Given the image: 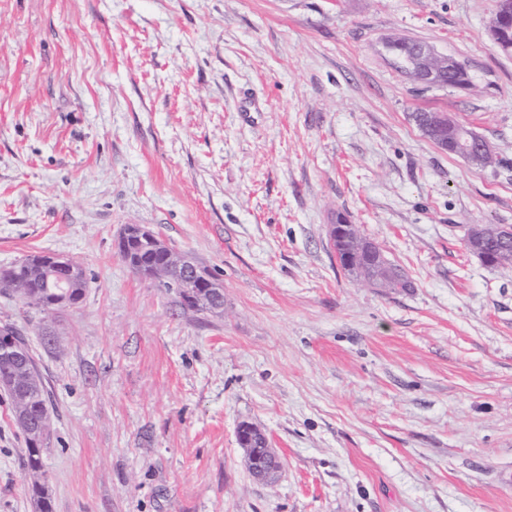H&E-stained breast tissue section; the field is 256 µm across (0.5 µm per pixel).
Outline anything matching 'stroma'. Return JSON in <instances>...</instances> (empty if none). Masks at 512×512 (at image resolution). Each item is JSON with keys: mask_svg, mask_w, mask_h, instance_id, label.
<instances>
[{"mask_svg": "<svg viewBox=\"0 0 512 512\" xmlns=\"http://www.w3.org/2000/svg\"><path fill=\"white\" fill-rule=\"evenodd\" d=\"M497 0H0V269L79 263L81 303L28 337L53 421L52 512H512V55ZM468 88H423L389 40ZM469 125L479 169L415 125ZM357 225L412 282L344 271ZM142 224L217 275L203 313L116 248ZM281 462L254 479L237 429ZM0 392V512H35ZM413 45L404 44L401 49L394 52L399 58L410 54ZM406 74L412 81L425 85L427 87H439V75L444 70L448 73L455 70L460 62L454 57L439 54L434 46L428 43L417 44L416 50L412 55L401 58ZM444 73L443 79L450 83L452 87H468L470 80L468 73L464 68L451 73ZM351 236H349L343 243L338 245V241L342 239V236L349 234L352 230L353 224H331L330 225V237L332 239L333 247L336 252V258L341 265L338 259V251L336 250V246H334V242L339 246L340 249L343 250L345 254H348L351 258L352 264L347 262L344 266L350 267L351 265L357 264L364 267L367 257L363 252V245L367 242H370L368 239L363 237L358 229L355 227Z\"/></svg>", "mask_w": 512, "mask_h": 512, "instance_id": "stroma-1", "label": "stroma"}]
</instances>
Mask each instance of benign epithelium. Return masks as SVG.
Returning a JSON list of instances; mask_svg holds the SVG:
<instances>
[{"mask_svg": "<svg viewBox=\"0 0 512 512\" xmlns=\"http://www.w3.org/2000/svg\"><path fill=\"white\" fill-rule=\"evenodd\" d=\"M512 19V0H499V8L491 23V32L500 31V23ZM406 74L412 81L427 87L440 86L439 75L448 70L453 71L459 61L451 56L439 54L434 46L419 44L413 54L402 58ZM428 134L442 149L458 155L471 163L479 158L478 151L483 148V140L475 131L466 129L452 116L446 113L434 115ZM486 237V226L471 225L466 232L465 243L469 250L485 262L492 260L482 245ZM119 244L131 260L138 256L134 246L154 252L157 260L146 268L139 266L144 277L154 276L164 288H176L184 293L190 304L198 311L214 313L224 310V287L215 277L206 274L199 264L188 254L181 253L167 245L157 234L140 224H126L121 230ZM35 265L46 270L54 277L56 287L75 288L80 281L77 268L69 261L53 255H46L35 261ZM0 359L8 369L0 375V389L18 396L25 391L20 377L28 368V361L23 354L0 342ZM264 433L251 424H242L237 431V439L244 451L245 464L253 478L269 482L273 471L269 461L277 460L270 443H265V460H260L254 452L253 441Z\"/></svg>", "mask_w": 512, "mask_h": 512, "instance_id": "benign-epithelium-1", "label": "benign epithelium"}]
</instances>
